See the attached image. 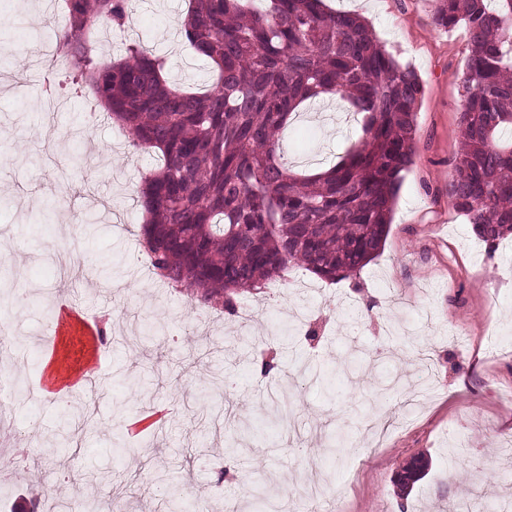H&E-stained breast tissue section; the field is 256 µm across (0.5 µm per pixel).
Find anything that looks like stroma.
Returning <instances> with one entry per match:
<instances>
[{"mask_svg":"<svg viewBox=\"0 0 512 512\" xmlns=\"http://www.w3.org/2000/svg\"><path fill=\"white\" fill-rule=\"evenodd\" d=\"M333 11L363 14L377 39L416 70L414 163L398 193L389 234L357 280L330 283L293 268L279 282L281 302L245 293L228 316L166 287L141 263L143 222L135 190L157 168L107 116L91 121V97L62 92L41 109L44 72L30 54L33 35L54 41L44 17L50 0H0V27L25 68L0 65V240L14 244L0 265V315L13 324L10 367L34 397H15L16 422H39L18 443L0 436V512H24L32 490L83 502L108 498L120 512H166L159 472L182 487L201 512L231 504L244 475L273 476L270 499L296 483L322 485L335 512H443L473 498L485 512H512V241L488 255L448 199L459 149L464 89V25L434 27L430 0H325ZM188 0H139L134 30L109 51L120 59L135 42L162 57L171 85L203 87L210 67L180 34ZM360 118L340 98L303 104L280 149L295 172L336 163L358 137ZM81 151L84 167L70 164ZM77 309L85 328L112 324L90 362L102 396L93 422L78 428L69 406L44 393L56 312ZM311 314L317 339L297 318ZM254 336L275 352L276 378L290 431L266 413L268 381L246 344ZM160 358L152 391L137 384L145 360ZM344 444H337V433ZM123 456H115V449ZM424 459L407 494L397 478ZM101 469L111 483L92 479Z\"/></svg>","mask_w":512,"mask_h":512,"instance_id":"1","label":"stroma"}]
</instances>
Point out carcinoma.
<instances>
[{"label": "carcinoma", "instance_id": "carcinoma-1", "mask_svg": "<svg viewBox=\"0 0 512 512\" xmlns=\"http://www.w3.org/2000/svg\"><path fill=\"white\" fill-rule=\"evenodd\" d=\"M438 28L464 24L469 49L448 200L494 256L512 235V0H432ZM129 0H62L53 18L71 83L87 88L135 148L163 165L143 177L139 251L150 269L205 306L293 267L332 283L358 274L385 241L413 164L417 73L369 24L324 0H189L186 40L215 72L204 92L172 88L164 62L130 44L108 61L89 46L102 23L122 33ZM339 96L358 140L320 174L296 175L280 134L305 102Z\"/></svg>", "mask_w": 512, "mask_h": 512}]
</instances>
